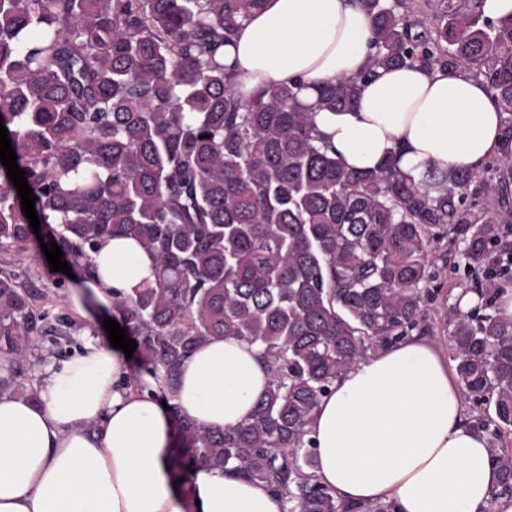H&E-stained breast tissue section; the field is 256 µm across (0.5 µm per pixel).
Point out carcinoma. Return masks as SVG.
Masks as SVG:
<instances>
[{
	"mask_svg": "<svg viewBox=\"0 0 512 512\" xmlns=\"http://www.w3.org/2000/svg\"><path fill=\"white\" fill-rule=\"evenodd\" d=\"M265 0H0V121L32 188L44 243L94 272L106 237L154 259V286L119 294L112 319L137 344L140 368L168 387L200 342L259 345L272 373L241 424L176 420L172 479L186 489L207 466L264 483L282 512H390L345 504L315 474L309 438L319 398L371 350L429 330L447 302L433 254L458 248L469 310L442 319L457 383L483 408L474 420L512 494V18L484 0H359L373 65L420 66L479 79L502 117L500 156L479 171L431 170L416 182L394 150L349 169L315 111L344 112L374 75L317 86L271 85L245 101L222 52ZM37 243L0 164V248ZM20 272L0 270V392L17 391L38 333H57Z\"/></svg>",
	"mask_w": 512,
	"mask_h": 512,
	"instance_id": "obj_1",
	"label": "carcinoma"
}]
</instances>
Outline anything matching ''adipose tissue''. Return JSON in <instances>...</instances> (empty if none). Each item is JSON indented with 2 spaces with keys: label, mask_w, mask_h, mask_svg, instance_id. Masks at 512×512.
<instances>
[{
  "label": "adipose tissue",
  "mask_w": 512,
  "mask_h": 512,
  "mask_svg": "<svg viewBox=\"0 0 512 512\" xmlns=\"http://www.w3.org/2000/svg\"><path fill=\"white\" fill-rule=\"evenodd\" d=\"M370 22L358 0H265L225 45L235 89L253 99L272 84H317L368 68ZM501 110L482 82L423 68H380L355 109L315 116L348 167H375L393 149L415 180L429 169H480L501 152ZM97 272L66 298L84 319L81 353L45 359L35 400L0 395V512H281L264 484L205 467L188 491L170 479L175 414L216 429L250 415L271 373L257 345L200 344L174 389L129 367L98 334L112 292L154 281L134 240H104ZM316 475L337 499L391 512H512L492 498L500 478L486 437L464 416L447 356L412 339L336 380L309 425Z\"/></svg>",
  "instance_id": "1"
}]
</instances>
